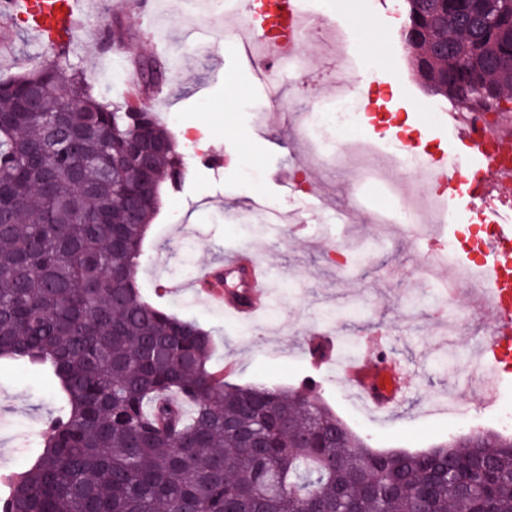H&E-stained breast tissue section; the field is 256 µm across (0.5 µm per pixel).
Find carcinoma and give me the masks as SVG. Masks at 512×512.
Returning a JSON list of instances; mask_svg holds the SVG:
<instances>
[{
	"instance_id": "cac0c4a2",
	"label": "carcinoma",
	"mask_w": 512,
	"mask_h": 512,
	"mask_svg": "<svg viewBox=\"0 0 512 512\" xmlns=\"http://www.w3.org/2000/svg\"><path fill=\"white\" fill-rule=\"evenodd\" d=\"M410 28L448 39L434 73L470 112L512 97V0H405ZM463 13L489 27L457 28ZM61 65L0 79V359L59 389L42 449L0 477V512H512V434L472 432L421 453L379 452L307 392L225 380L216 338L145 300L146 231L185 157L165 123ZM139 90L163 84L136 63ZM497 86L481 106L473 91ZM37 96L40 111H26ZM153 190L127 223L124 198Z\"/></svg>"
}]
</instances>
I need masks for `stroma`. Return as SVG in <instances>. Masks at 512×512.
I'll return each instance as SVG.
<instances>
[{
  "label": "stroma",
  "instance_id": "obj_1",
  "mask_svg": "<svg viewBox=\"0 0 512 512\" xmlns=\"http://www.w3.org/2000/svg\"><path fill=\"white\" fill-rule=\"evenodd\" d=\"M84 15L69 61L82 69L95 90L119 99L133 91L128 58L153 57L167 66L165 91L155 106L159 115L177 114L173 128L188 172L166 187L150 225L138 272L141 293L157 306L197 321L217 338L215 362L232 365L239 384H265L300 390L305 375L318 373L322 403L378 450L422 451L449 436L479 428L496 430L474 388L459 383L461 354L483 337L486 319L472 304L469 289L455 296L420 282L417 269L426 248L445 247L446 237L422 240L399 225L377 224L373 210L395 205L385 188L357 180L356 157L337 165H301L299 139L279 111L267 108V85L258 66L239 57L233 28L247 24L260 0H241L234 23L199 14L184 21L179 0H166L164 15L145 0H83ZM304 8L347 29L354 51H363L362 34L378 37L389 76L371 80L377 103L411 101L391 121L401 135L422 138L428 130L421 106L457 111L448 99L427 93L414 75L401 39L404 13H390L380 0L373 15H363L359 0H305ZM121 18L128 39L120 48L101 44L102 23ZM307 50L314 59L303 80L282 72L277 83L285 107L326 101L336 62L317 39ZM53 54L25 25H15L8 52L0 53V79L39 68ZM317 180L325 210L313 217L314 197L302 179ZM275 204L306 216L300 231L283 235L274 225L249 220L252 200ZM365 239L371 255L351 261L333 252L336 241ZM248 250L271 258V288L266 310L252 322L225 317L203 295L188 287L198 271L221 261L226 251ZM176 284L172 293L160 283ZM351 307L354 321L322 320L324 311ZM462 322L459 335L446 339L449 315ZM322 333L334 342L332 363L314 370L304 339ZM384 351L404 369L409 390L395 416L366 412L351 396L335 365ZM59 405L57 390L23 367L0 362V474L19 472L33 461L45 421Z\"/></svg>",
  "mask_w": 512,
  "mask_h": 512
}]
</instances>
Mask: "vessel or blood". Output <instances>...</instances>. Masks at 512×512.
<instances>
[{
    "label": "vessel or blood",
    "mask_w": 512,
    "mask_h": 512,
    "mask_svg": "<svg viewBox=\"0 0 512 512\" xmlns=\"http://www.w3.org/2000/svg\"><path fill=\"white\" fill-rule=\"evenodd\" d=\"M4 15H35V33L52 30L60 38L79 24L78 0H0ZM288 24L283 35L271 41L275 55L287 53L294 38V21L301 16V0H286ZM467 155L479 168L477 176L448 185V205L470 208L475 200L484 198L491 184L512 185V176L482 161L483 149L469 128L460 129L453 150L436 149L423 157L430 176L448 169L450 154ZM484 260L479 266L482 280L483 308L492 320V327L479 354V374L484 390H499L505 381L506 364L512 360V226L499 225L495 237L482 245ZM270 278L266 265L248 252H233L220 265L203 267L195 281L200 293L221 304L225 312L247 316L263 308V297ZM337 367L350 391L370 410L391 414L396 412L407 381L401 370L393 366L383 353L359 359H341Z\"/></svg>",
    "instance_id": "vessel-or-blood-1"
}]
</instances>
